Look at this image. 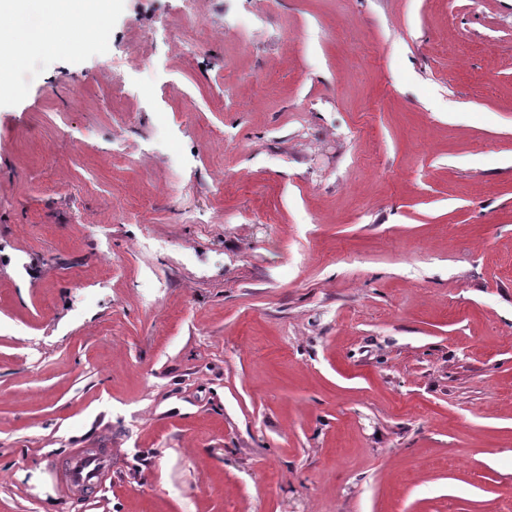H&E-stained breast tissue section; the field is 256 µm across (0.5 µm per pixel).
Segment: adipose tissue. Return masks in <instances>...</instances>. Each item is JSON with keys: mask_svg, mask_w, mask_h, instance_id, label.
Instances as JSON below:
<instances>
[{"mask_svg": "<svg viewBox=\"0 0 512 512\" xmlns=\"http://www.w3.org/2000/svg\"><path fill=\"white\" fill-rule=\"evenodd\" d=\"M111 6L112 0H0V55L9 60L0 67V90H17L45 47L68 52L70 29L99 19Z\"/></svg>", "mask_w": 512, "mask_h": 512, "instance_id": "1", "label": "adipose tissue"}]
</instances>
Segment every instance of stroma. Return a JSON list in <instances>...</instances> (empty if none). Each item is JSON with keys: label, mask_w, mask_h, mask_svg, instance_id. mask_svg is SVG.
Wrapping results in <instances>:
<instances>
[{"label": "stroma", "mask_w": 512, "mask_h": 512, "mask_svg": "<svg viewBox=\"0 0 512 512\" xmlns=\"http://www.w3.org/2000/svg\"><path fill=\"white\" fill-rule=\"evenodd\" d=\"M177 6L0 95V512H512V0ZM181 2L178 13L170 19L169 24L174 28H191L195 33V37L192 41H197L201 38L203 25L198 13V0H182ZM111 449L99 448L95 454H85L83 451L72 453L67 461L65 484L84 490H90L101 485V480L109 471Z\"/></svg>", "instance_id": "1"}]
</instances>
